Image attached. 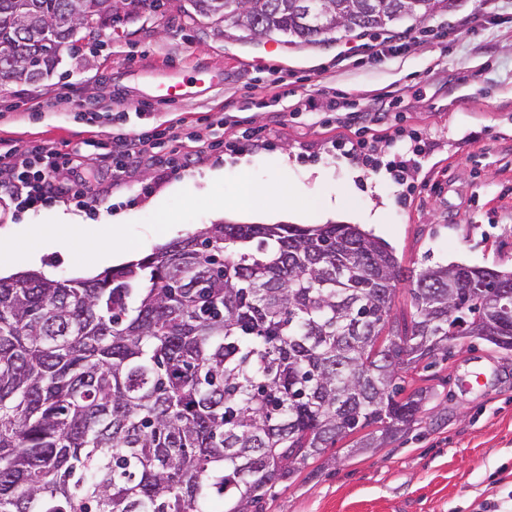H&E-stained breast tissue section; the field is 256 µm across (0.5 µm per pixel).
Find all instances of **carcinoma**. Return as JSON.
Wrapping results in <instances>:
<instances>
[{"label": "carcinoma", "mask_w": 512, "mask_h": 512, "mask_svg": "<svg viewBox=\"0 0 512 512\" xmlns=\"http://www.w3.org/2000/svg\"><path fill=\"white\" fill-rule=\"evenodd\" d=\"M190 19L294 41L385 31L452 0H190ZM124 0H0V86L35 83ZM408 281L410 318L393 315ZM512 272L406 273L354 224H210L90 278H0V512H262L357 433L411 431L401 370L461 336L512 351Z\"/></svg>", "instance_id": "1"}]
</instances>
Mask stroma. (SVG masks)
Masks as SVG:
<instances>
[{
	"label": "stroma",
	"mask_w": 512,
	"mask_h": 512,
	"mask_svg": "<svg viewBox=\"0 0 512 512\" xmlns=\"http://www.w3.org/2000/svg\"><path fill=\"white\" fill-rule=\"evenodd\" d=\"M185 2L127 0L45 80L0 87V149L21 153L46 141L78 152L98 174L87 209H0V238L61 209L78 213L87 230L118 215L139 222L178 186L203 195L211 171L236 176L246 155L259 174L279 156L301 195L318 203L346 195L359 217L375 202L374 187H384L387 222L365 230L404 269L512 270V0H455L439 17L406 18L384 32L340 30L312 44L280 35L270 69L252 59L264 39L189 19ZM201 71L215 78L201 94L153 100L169 77ZM284 84L317 111H282L276 95ZM168 120L192 139L166 141L162 155L188 151L192 164L174 172L145 158L113 179L105 158L113 131H149ZM254 125L263 126L262 139H241ZM216 140L227 150H210ZM359 142L380 155L419 145L424 159L402 185L363 153L340 150ZM405 380L407 391L428 393L406 437L364 454L353 453L352 437L338 439L329 455L277 487L263 512H512V353L466 338L448 360Z\"/></svg>",
	"instance_id": "obj_1"
}]
</instances>
